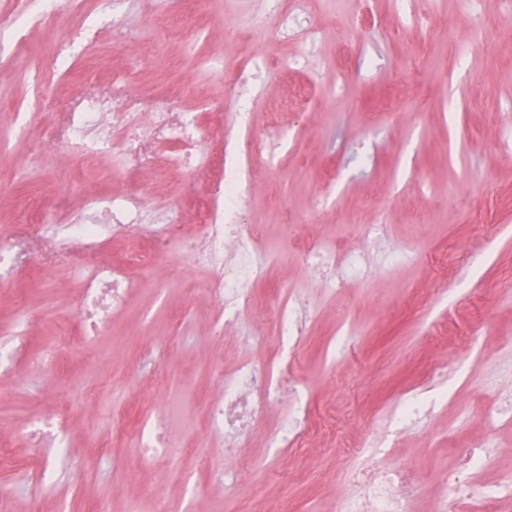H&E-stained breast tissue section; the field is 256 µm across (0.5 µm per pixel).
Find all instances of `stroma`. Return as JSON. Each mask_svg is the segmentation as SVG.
I'll return each instance as SVG.
<instances>
[{
  "label": "stroma",
  "mask_w": 512,
  "mask_h": 512,
  "mask_svg": "<svg viewBox=\"0 0 512 512\" xmlns=\"http://www.w3.org/2000/svg\"><path fill=\"white\" fill-rule=\"evenodd\" d=\"M91 2L59 0L54 17L20 31L0 58V249L26 239L42 257L0 281V324L22 315L28 325L0 377V447L11 457L0 488L11 493L12 512H90L98 493L109 512L133 504L139 512H246L257 499L265 512H336L349 466L366 457L413 466L429 489L413 512H437L432 490L459 466L460 449L488 439L512 448V419L490 427L485 418L496 398L512 394V8L505 0H293L319 32L312 46L301 32L276 36L272 16L262 28L241 27L265 13L266 0H127L94 54L51 69L53 50L78 36ZM184 6L198 28L151 29L155 16ZM407 12L429 15L437 39L405 24ZM471 23L488 31V50L458 41ZM206 55L223 57V70H201ZM254 55L271 74L249 93L250 132L263 137L277 118L288 145L275 164L252 157L253 188L241 199L280 258L253 305L271 310L283 285L306 300L308 333L287 359L319 425L302 447L275 448L269 430L280 412L271 410L239 464L225 459L203 414L219 396L216 371L241 355L235 337L214 338L206 272L176 238L162 241L134 267L141 288L129 306L88 346L57 329L76 307L72 263L119 262L122 251L80 241L58 249L30 238L20 212L41 199L33 222L48 224L90 195L134 188L193 233L223 154L189 170L174 195L155 168L171 149L163 140L140 143L131 168L103 160L109 179L92 185L81 160L60 175V155L41 135L61 128L62 99L112 97L126 82L145 92L132 112L191 110L205 94L202 144H223L224 114L245 91L235 69ZM316 195L324 203L315 210ZM287 222L315 225L340 249L367 238L363 280L320 287L303 234L285 235ZM402 245L408 255L391 261ZM440 363L447 372L434 375ZM149 400L164 410L174 448L151 467L135 432L112 430L120 417L137 424ZM42 415L63 416L72 448L51 482L41 478L43 449L19 437ZM354 436L369 446L349 452ZM228 469L239 479L225 482ZM152 483L164 487L163 501L147 493Z\"/></svg>",
  "instance_id": "1"
}]
</instances>
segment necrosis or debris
<instances>
[{"label":"necrosis or debris","instance_id":"1","mask_svg":"<svg viewBox=\"0 0 512 512\" xmlns=\"http://www.w3.org/2000/svg\"><path fill=\"white\" fill-rule=\"evenodd\" d=\"M249 116L248 99L239 100L224 132V178L216 185L211 203L199 207L196 234L183 241L190 262L208 274V293L221 310L220 332L224 335L240 326L249 314L257 287L269 279L277 261L256 226L244 223L239 204L244 171L236 158L262 149L261 143L240 136L241 129L249 124ZM201 125L202 114L198 111L113 112L105 102L90 98L69 112L59 140L66 147V157L119 161L128 145L155 133L163 134L172 150L159 158L156 170L169 179L201 163ZM43 231L62 249L75 239L101 247L116 242L128 257L138 259L146 257L149 241L174 235L177 227L168 223L166 214L149 210L138 195L109 192L88 198L76 214L44 225ZM305 253L309 265L321 273L324 287L335 288L337 278L356 280L362 273L355 249L340 252L332 242L316 237ZM75 272L82 284L76 320L81 338L87 342L108 324L113 310L126 303L139 283L120 263L79 264ZM274 319L271 332L260 321H253L246 344L261 347L272 340L282 349L299 344L309 323L304 299L294 294L280 295ZM216 383L221 395L206 405L205 419L208 429L223 438L226 455H240L250 441L258 415L271 406L285 410L272 431L276 447H300L314 428L311 412L302 403L303 389L288 374L284 363L273 361L260 366L245 359L232 371L219 372ZM461 456L462 467L471 477L464 480L453 471L442 478L439 512H476L480 503L497 495L480 475L498 469L500 454L465 448ZM352 483L353 491L341 500L339 512H411L412 503L424 490L417 475L405 468H357Z\"/></svg>","mask_w":512,"mask_h":512}]
</instances>
